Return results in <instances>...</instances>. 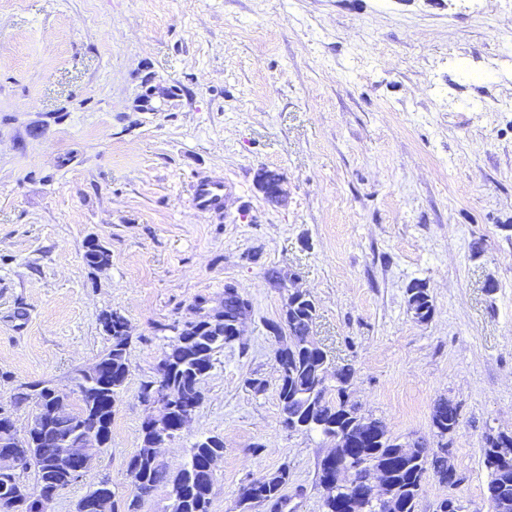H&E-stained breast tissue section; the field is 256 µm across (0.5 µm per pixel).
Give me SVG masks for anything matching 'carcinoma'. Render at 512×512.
<instances>
[{
    "instance_id": "obj_1",
    "label": "carcinoma",
    "mask_w": 512,
    "mask_h": 512,
    "mask_svg": "<svg viewBox=\"0 0 512 512\" xmlns=\"http://www.w3.org/2000/svg\"><path fill=\"white\" fill-rule=\"evenodd\" d=\"M225 305L236 313L250 311L249 300L243 298L232 286L224 288ZM100 321L104 331L111 336L112 344L103 354L106 361L101 374L91 382L82 385L80 406L75 409L78 414L98 425L106 438H111L113 402L123 389L129 374L128 344L121 338L125 321L114 318V312H104ZM225 343L224 328L212 327L200 334L186 329L180 330L168 345V350L160 361V372L167 384L175 388H185L187 392L176 402L174 418H179L186 409H197L201 405V394L190 390L197 373L212 369L214 352ZM324 364V351L306 349L288 355V364L280 374L279 400L285 424L288 428L309 433L317 431L325 436L336 432V427L348 426L359 418L356 405L345 398V384L352 376V368L343 365L335 368L336 389L332 390L321 384L319 370ZM458 408L446 400L440 401L434 408L432 425L436 430H448V424H456ZM377 433L370 447L363 449L365 458L372 462L386 464L390 468L392 480L400 493L401 512H415L416 504L424 492L423 477L427 470H432L438 479L448 482V462L430 457L427 444L416 441L418 456L411 455V449L402 448L397 440L385 431V426L373 420ZM16 450L26 461L24 468L34 469V495L55 486L69 485L67 463L62 457L55 432L20 439L15 443ZM491 438H485L484 465L489 471L490 480L486 494L490 503H495L503 494L512 499V463L506 465L509 470V485L499 482L498 470L501 465L492 461ZM151 433L144 432L143 446L128 462L125 475L153 488L166 484L171 494L183 500L182 512H209L210 493L213 486L204 471L207 457L224 451V442L218 437H208L192 448L190 459L183 471L171 476L149 455ZM288 469L282 467L265 476L252 480L243 490L242 503L247 505L264 504L279 512L285 500L284 491L288 485ZM361 487L352 484L349 489L350 510L342 507L345 493L327 497L323 506L325 512H380L376 505H367V500L357 496Z\"/></svg>"
}]
</instances>
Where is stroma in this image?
Listing matches in <instances>:
<instances>
[{"label": "stroma", "instance_id": "1", "mask_svg": "<svg viewBox=\"0 0 512 512\" xmlns=\"http://www.w3.org/2000/svg\"><path fill=\"white\" fill-rule=\"evenodd\" d=\"M262 168L283 174L281 205ZM210 172L230 184L219 217L190 201ZM92 237L106 269L84 261ZM228 285L251 303L243 334L158 456L172 473L223 440L210 512H269L241 493L283 466L282 512L323 510L330 440L289 430L278 399L269 326L291 285L332 365L352 366L360 415L437 448L434 407L458 406L463 481L429 476L415 512L451 495L492 512L482 449L512 431V0H0V407L22 429L20 385L69 388L112 344L102 312L131 333L112 439L54 512L103 478L130 497L140 387Z\"/></svg>", "mask_w": 512, "mask_h": 512}]
</instances>
